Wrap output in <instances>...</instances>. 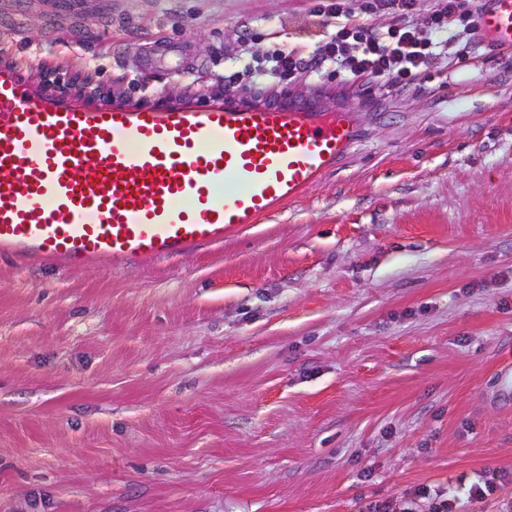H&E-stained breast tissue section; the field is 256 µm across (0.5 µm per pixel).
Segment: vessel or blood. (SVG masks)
Instances as JSON below:
<instances>
[{
  "mask_svg": "<svg viewBox=\"0 0 512 512\" xmlns=\"http://www.w3.org/2000/svg\"><path fill=\"white\" fill-rule=\"evenodd\" d=\"M479 30L512 48V0H492ZM356 141L349 112L78 103L0 64V251L81 266L220 243L298 199Z\"/></svg>",
  "mask_w": 512,
  "mask_h": 512,
  "instance_id": "vessel-or-blood-1",
  "label": "vessel or blood"
}]
</instances>
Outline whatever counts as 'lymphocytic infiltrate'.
<instances>
[{
    "label": "lymphocytic infiltrate",
    "instance_id": "f902f5d3",
    "mask_svg": "<svg viewBox=\"0 0 512 512\" xmlns=\"http://www.w3.org/2000/svg\"><path fill=\"white\" fill-rule=\"evenodd\" d=\"M397 15L396 23L379 30L368 20L354 18L346 0H320L317 13L335 28L323 48L307 58L295 50L279 48L271 56L272 77L301 71L335 74L342 90L372 98L387 88L411 85L434 60L455 54L466 59L476 43L482 8L478 0H438L426 30L410 20L414 0H383ZM497 491L489 481L465 483L457 479L448 487H418L404 495L396 507L369 502L363 512H475L476 506Z\"/></svg>",
    "mask_w": 512,
    "mask_h": 512
}]
</instances>
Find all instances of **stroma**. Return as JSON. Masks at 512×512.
Returning a JSON list of instances; mask_svg holds the SVG:
<instances>
[{"instance_id": "35a3bbf8", "label": "stroma", "mask_w": 512, "mask_h": 512, "mask_svg": "<svg viewBox=\"0 0 512 512\" xmlns=\"http://www.w3.org/2000/svg\"><path fill=\"white\" fill-rule=\"evenodd\" d=\"M318 0H0V63L115 103L354 112L339 166L149 263L0 254V512H361L422 485L512 497V48L415 89L257 84ZM189 71L154 74L162 45ZM165 98H157V91Z\"/></svg>"}]
</instances>
